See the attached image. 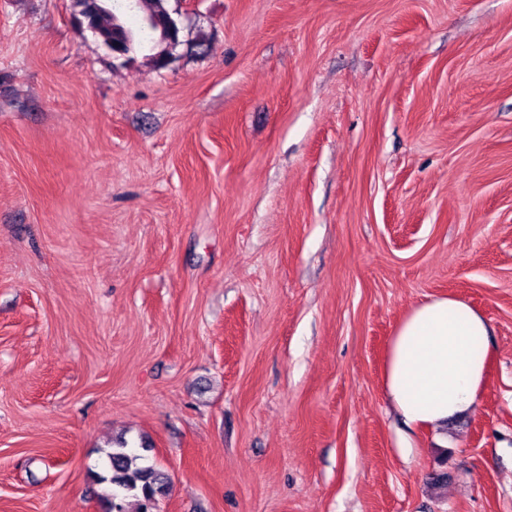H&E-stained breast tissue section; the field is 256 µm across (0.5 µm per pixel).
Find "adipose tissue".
Wrapping results in <instances>:
<instances>
[{
    "label": "adipose tissue",
    "mask_w": 512,
    "mask_h": 512,
    "mask_svg": "<svg viewBox=\"0 0 512 512\" xmlns=\"http://www.w3.org/2000/svg\"><path fill=\"white\" fill-rule=\"evenodd\" d=\"M488 336L486 318L461 299L419 303L389 341V400L414 425L433 427L472 410L486 382Z\"/></svg>",
    "instance_id": "1"
}]
</instances>
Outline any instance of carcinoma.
<instances>
[{
  "label": "carcinoma",
  "instance_id": "obj_1",
  "mask_svg": "<svg viewBox=\"0 0 512 512\" xmlns=\"http://www.w3.org/2000/svg\"><path fill=\"white\" fill-rule=\"evenodd\" d=\"M123 0H97V10L91 16V24L97 30L98 39L104 40L116 31L125 30L130 38L131 47L147 52L151 61L165 52L166 41L158 29L155 36L143 40L141 32L133 31L125 25ZM136 19L146 24L151 19L164 23L170 13L164 10L163 0H135ZM106 461L103 472L94 473L99 484H105L109 491L102 494L109 512H124L125 498L132 496L140 502V512H158V496L165 493L168 484L166 474L152 465L144 464L145 456L128 447L121 441L118 446L104 451Z\"/></svg>",
  "mask_w": 512,
  "mask_h": 512
}]
</instances>
